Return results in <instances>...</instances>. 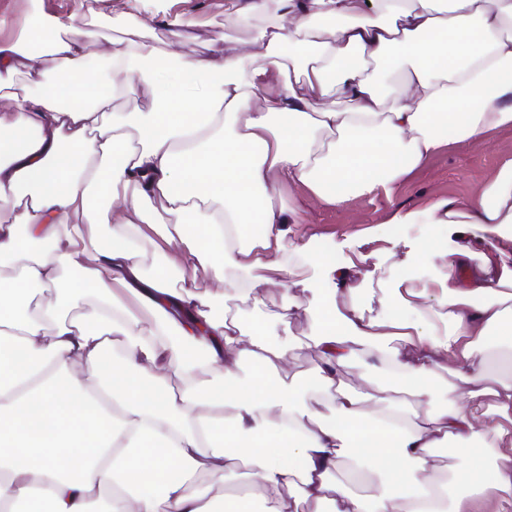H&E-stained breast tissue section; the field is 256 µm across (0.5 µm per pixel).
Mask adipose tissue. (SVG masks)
<instances>
[{
  "label": "adipose tissue",
  "instance_id": "obj_1",
  "mask_svg": "<svg viewBox=\"0 0 512 512\" xmlns=\"http://www.w3.org/2000/svg\"><path fill=\"white\" fill-rule=\"evenodd\" d=\"M238 2L224 7L238 24L273 17L257 32L263 54L218 31L208 56L173 58L130 14L104 57L120 84L89 65L94 21L36 10L0 42V512L42 490L54 512L104 497L111 512H448L449 492L488 490V512H512V268L487 244L512 243V160L468 203L393 214L447 232L433 251L408 242L409 264L446 263L381 285L377 313L361 297L367 254L320 258L301 278L311 246L289 239L279 193L372 195L447 145L444 128L465 141L512 126V0ZM366 61L385 69L365 75ZM388 70L401 75L393 96ZM336 89L350 110L317 109ZM146 241L161 257L150 269ZM201 269L223 292L186 289ZM296 285L316 316L309 382L289 378V348L262 324L214 310ZM496 336L497 376L484 350ZM360 346L410 379L448 360L467 390L436 408L411 381L372 407L376 377L336 381ZM437 448L457 459L447 484L427 474ZM348 456L389 486L348 492L335 476ZM241 467L263 489L259 510L190 487Z\"/></svg>",
  "mask_w": 512,
  "mask_h": 512
}]
</instances>
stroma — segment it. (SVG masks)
<instances>
[{
  "label": "stroma",
  "mask_w": 512,
  "mask_h": 512,
  "mask_svg": "<svg viewBox=\"0 0 512 512\" xmlns=\"http://www.w3.org/2000/svg\"><path fill=\"white\" fill-rule=\"evenodd\" d=\"M226 0H156L154 7L138 13L151 40L165 53H184L188 47L175 37L166 25L170 16H179L185 30L196 43L198 52H205L208 41L216 30H224L236 47L250 53H262L255 44V28H240L224 21ZM449 144L434 154L423 166L392 183L388 190L374 195L350 198L340 205L317 203L313 194L303 185H285L280 189L284 201L296 212L297 222L291 227L295 243L311 242L321 254L343 259L351 245L362 242L364 231H372L375 240L363 244L365 252L375 253L380 277L392 280L404 273L405 252L399 247L400 239L423 238L429 233L424 224L401 225L392 223L391 217L399 209H421L440 198L465 200L475 195L504 163L512 160V127L492 136L475 137L456 142L455 128H448ZM300 310L288 324L276 322L279 306L287 295L283 289H268L262 302H230L231 314L246 323L260 322L271 342L282 343L288 337L306 339L313 325L310 313L303 306L310 293L297 292Z\"/></svg>",
  "instance_id": "1"
}]
</instances>
